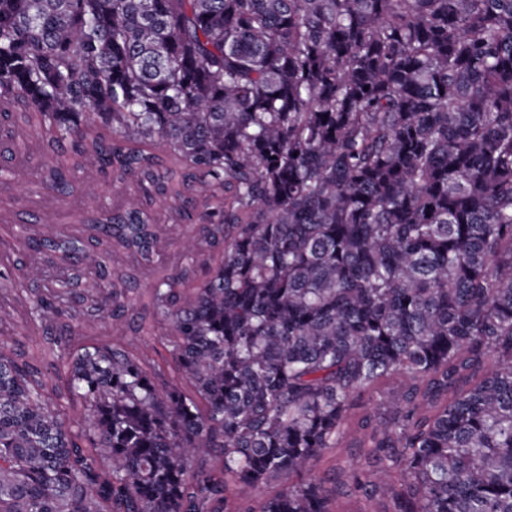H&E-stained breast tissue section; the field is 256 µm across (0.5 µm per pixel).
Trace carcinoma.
<instances>
[{"mask_svg": "<svg viewBox=\"0 0 512 512\" xmlns=\"http://www.w3.org/2000/svg\"><path fill=\"white\" fill-rule=\"evenodd\" d=\"M0 119L133 187L11 229L0 512H512V0H0Z\"/></svg>", "mask_w": 512, "mask_h": 512, "instance_id": "1", "label": "carcinoma"}]
</instances>
